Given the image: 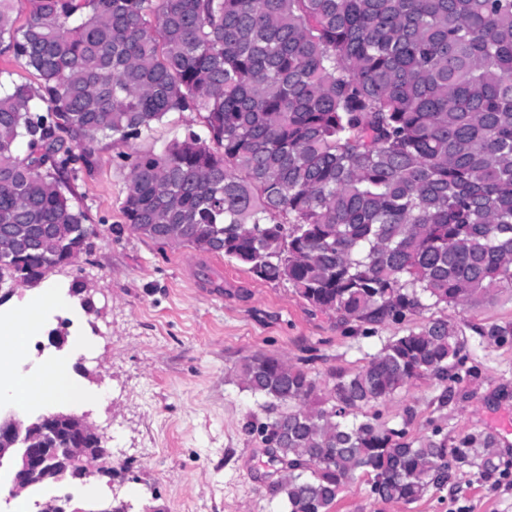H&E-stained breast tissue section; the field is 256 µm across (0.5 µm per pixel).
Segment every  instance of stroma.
<instances>
[{
  "instance_id": "obj_1",
  "label": "stroma",
  "mask_w": 512,
  "mask_h": 512,
  "mask_svg": "<svg viewBox=\"0 0 512 512\" xmlns=\"http://www.w3.org/2000/svg\"><path fill=\"white\" fill-rule=\"evenodd\" d=\"M116 153L112 146L100 150L94 173L74 183V201L85 207L95 231L91 248L46 277L80 285L93 306L68 321L47 312L48 332L61 329L64 340L52 343L47 332L31 346L33 359H64L73 335L96 336L97 351L74 365L75 384L108 398L102 404L36 403L24 415L28 422L53 412L86 418L105 437L116 473L106 479L104 497L89 493L87 477L23 496L42 504L68 495L84 512H101L116 498L130 512H283L267 491L277 474L264 445L245 429L267 413L261 398L241 385L238 365L257 353L281 357L324 388L332 373L357 371L404 327L353 332L335 313L306 304L288 283L264 282L236 262L132 232L121 210L127 170L116 163ZM446 314L461 326L469 360L481 369L474 396L439 406L444 385L425 377L380 406V420L392 424L412 412V438L435 427L452 438L484 430L512 461V344L481 348L472 331L488 321L512 320V291L480 309ZM333 512H512V475L485 482L458 473L412 504L377 502L360 479L342 487Z\"/></svg>"
}]
</instances>
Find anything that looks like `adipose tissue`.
Returning a JSON list of instances; mask_svg holds the SVG:
<instances>
[{"instance_id": "obj_1", "label": "adipose tissue", "mask_w": 512, "mask_h": 512, "mask_svg": "<svg viewBox=\"0 0 512 512\" xmlns=\"http://www.w3.org/2000/svg\"><path fill=\"white\" fill-rule=\"evenodd\" d=\"M55 310L76 313L75 300L67 292L45 288L16 300L11 309L12 321L0 333L12 358L27 357L31 340L43 331L42 315ZM72 364L68 361H49L29 370H15L10 364L0 365V406L12 407L24 413L33 403H47L68 392Z\"/></svg>"}]
</instances>
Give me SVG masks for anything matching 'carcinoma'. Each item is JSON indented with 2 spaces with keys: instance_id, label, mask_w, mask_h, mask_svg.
Instances as JSON below:
<instances>
[{
  "instance_id": "1",
  "label": "carcinoma",
  "mask_w": 512,
  "mask_h": 512,
  "mask_svg": "<svg viewBox=\"0 0 512 512\" xmlns=\"http://www.w3.org/2000/svg\"><path fill=\"white\" fill-rule=\"evenodd\" d=\"M14 2L0 0V55L40 83L0 70V285L38 283L87 249L72 181L110 140L128 148L132 231L286 281L345 325L469 312L512 290V0H30L19 27ZM172 112L198 113L201 130L134 147ZM474 332L512 344V321ZM462 335L429 317L324 393L301 366L245 359L239 379L270 414L246 429L279 466L284 512H332L359 476L376 501L409 504L453 472L509 475L488 432L410 439L411 412L393 427L364 413L422 377H477ZM22 438L68 449L29 487L112 476L102 435L26 425Z\"/></svg>"
}]
</instances>
